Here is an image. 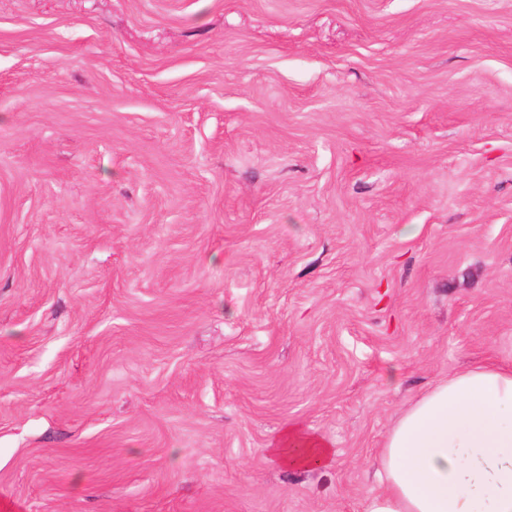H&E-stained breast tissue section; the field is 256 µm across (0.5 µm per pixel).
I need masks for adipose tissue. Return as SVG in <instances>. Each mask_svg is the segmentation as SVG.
Segmentation results:
<instances>
[{"label": "adipose tissue", "mask_w": 512, "mask_h": 512, "mask_svg": "<svg viewBox=\"0 0 512 512\" xmlns=\"http://www.w3.org/2000/svg\"><path fill=\"white\" fill-rule=\"evenodd\" d=\"M270 454L308 471L336 450L292 423ZM380 462L382 488L364 512H512V366H475L434 385L397 419Z\"/></svg>", "instance_id": "ef3b65f1"}]
</instances>
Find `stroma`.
Instances as JSON below:
<instances>
[{
  "mask_svg": "<svg viewBox=\"0 0 512 512\" xmlns=\"http://www.w3.org/2000/svg\"><path fill=\"white\" fill-rule=\"evenodd\" d=\"M485 363L512 0H0V512H363ZM269 453L286 469L308 471L332 463L336 456L333 444L310 433L298 423L289 424L271 445Z\"/></svg>",
  "mask_w": 512,
  "mask_h": 512,
  "instance_id": "35a3bbf8",
  "label": "stroma"
}]
</instances>
